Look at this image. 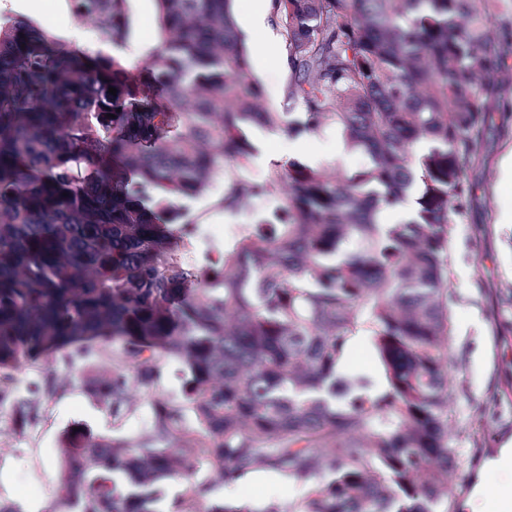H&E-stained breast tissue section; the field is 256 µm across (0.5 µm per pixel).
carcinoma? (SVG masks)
<instances>
[{
  "label": "carcinoma",
  "instance_id": "cac0c4a2",
  "mask_svg": "<svg viewBox=\"0 0 512 512\" xmlns=\"http://www.w3.org/2000/svg\"><path fill=\"white\" fill-rule=\"evenodd\" d=\"M505 2L272 0L286 113L263 105L231 0H157L159 44L137 63L0 17V368L61 351L72 371L96 352L79 381L121 420L160 357L182 365L141 440L62 435L59 512H281L209 502L258 469L304 488L296 512H455L450 228L485 124L512 121ZM73 7L112 44L129 37L126 0ZM285 116L296 136L336 127L368 165L242 178L253 131ZM219 176L226 211L283 194L200 271L181 261L184 200ZM410 198L409 219L380 223ZM355 336L379 381L344 371ZM40 376L23 424L57 390L53 364ZM187 454L205 470L185 473ZM170 479L185 480L171 498Z\"/></svg>",
  "mask_w": 512,
  "mask_h": 512
}]
</instances>
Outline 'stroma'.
<instances>
[{
  "instance_id": "obj_1",
  "label": "stroma",
  "mask_w": 512,
  "mask_h": 512,
  "mask_svg": "<svg viewBox=\"0 0 512 512\" xmlns=\"http://www.w3.org/2000/svg\"><path fill=\"white\" fill-rule=\"evenodd\" d=\"M130 35L123 46H115L94 27L83 23L71 9L70 0H0V16H22L54 38L89 54L117 56L137 62L155 49L159 28L155 0H127ZM252 74L265 91L264 105L274 112L286 109L287 71L273 62L252 56ZM342 135L328 127L310 137H294L287 126L254 132L257 153L244 170L246 179L262 178L276 164L291 160L309 163L318 158L319 168L349 173L366 166L368 157L347 151L335 160ZM512 149V131H504L499 117H492L479 146V163L470 171L474 185L473 202L458 224L451 227L452 286L458 301L453 308L455 345L450 374L456 402L453 425L459 467L455 497L459 512L473 493L475 481H482V496L496 495L501 475L489 464L500 448L512 439V223L501 214L512 206V190L500 182L502 157ZM223 180L209 190L186 200L188 216L198 225L220 224L226 242L237 239L259 216L268 214L280 200L279 194L257 199L245 209L230 213L219 207ZM17 391L13 399L0 404V503L18 512H53L59 472L55 458L62 434L85 424L96 433L120 435L136 441L150 430L148 394L138 396L137 407L122 421L87 391L85 386L59 374L55 395L41 407L40 417L20 426L18 416L32 395L29 382L36 374L34 364L13 367ZM293 483L287 476L266 470L249 474L237 487L216 484L215 501L247 499L260 512L270 499L280 506L292 500Z\"/></svg>"
}]
</instances>
